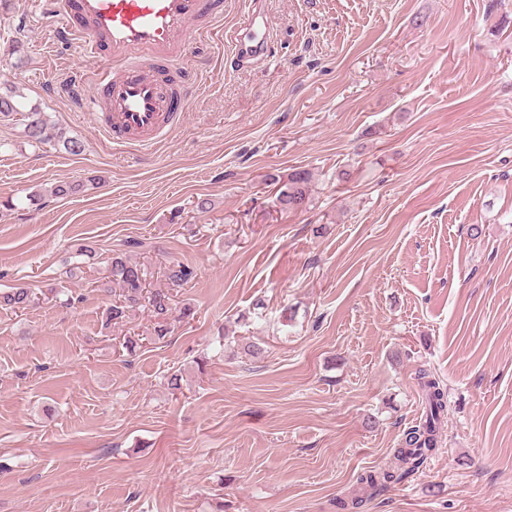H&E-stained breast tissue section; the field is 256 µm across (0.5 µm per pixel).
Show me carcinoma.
Segmentation results:
<instances>
[{
	"mask_svg": "<svg viewBox=\"0 0 512 512\" xmlns=\"http://www.w3.org/2000/svg\"><path fill=\"white\" fill-rule=\"evenodd\" d=\"M27 136L39 143L58 140L72 153L81 150V143L70 137L63 136V132L56 130L47 116L38 108L32 107L27 113ZM310 173L306 170H296L288 175V182L283 185L275 203L283 209H297L303 207L308 200V184ZM84 185L61 180L50 190L51 196L64 199L83 191ZM112 283L120 289L118 299L108 308L107 319L119 323L126 318L130 309L142 304H148L158 316H165L171 310V294L169 288L180 287L194 277V271L177 258H170L164 267L166 288H150L147 276L148 268L128 258L114 256L111 258ZM33 301L30 289L26 287H13L8 291L0 292V309L17 311L27 310ZM418 379L425 392L426 418L423 422L411 427L404 437L402 448L398 449L394 470L369 472L360 477V481L367 484L372 490L382 489L387 485L400 482L419 471L428 456L438 445L436 433L437 423L447 412L445 393L439 381L426 369L419 370Z\"/></svg>",
	"mask_w": 512,
	"mask_h": 512,
	"instance_id": "carcinoma-1",
	"label": "carcinoma"
}]
</instances>
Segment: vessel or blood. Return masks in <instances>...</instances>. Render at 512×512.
Listing matches in <instances>:
<instances>
[{
    "label": "vessel or blood",
    "instance_id": "b4317fda",
    "mask_svg": "<svg viewBox=\"0 0 512 512\" xmlns=\"http://www.w3.org/2000/svg\"><path fill=\"white\" fill-rule=\"evenodd\" d=\"M68 37L99 61L95 123L116 145L148 147L175 129L193 96L175 73L191 62L224 12V0H55ZM268 20L248 14L228 40L233 58L265 54Z\"/></svg>",
    "mask_w": 512,
    "mask_h": 512
}]
</instances>
